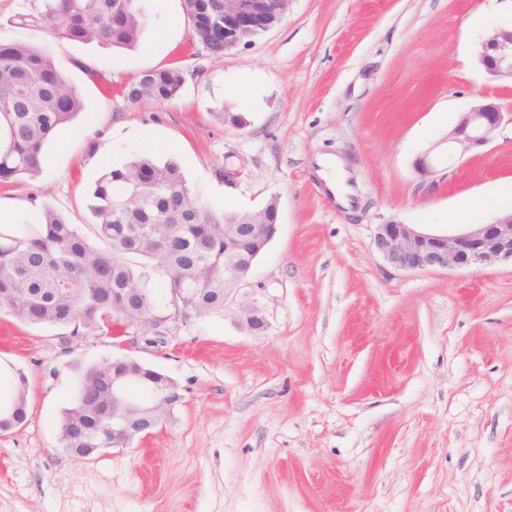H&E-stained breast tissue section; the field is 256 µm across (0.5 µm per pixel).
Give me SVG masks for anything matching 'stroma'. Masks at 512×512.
Returning <instances> with one entry per match:
<instances>
[{
	"label": "stroma",
	"instance_id": "obj_1",
	"mask_svg": "<svg viewBox=\"0 0 512 512\" xmlns=\"http://www.w3.org/2000/svg\"><path fill=\"white\" fill-rule=\"evenodd\" d=\"M138 5L141 39L120 49L19 27L41 0H0V42L47 48L85 105L39 175L0 184V224L47 205L90 234L96 180L149 155L215 213L277 200L278 231L223 312L179 317L155 344L72 349L0 314V386L27 380V417L0 434V512H512V264L397 272L373 246L390 221L452 232L512 210L511 125L447 179L415 169L476 100L512 105V82L475 60L512 0H291L220 59L191 42L181 0ZM163 67L183 72L174 100H125ZM228 155L246 163L231 187ZM323 157L353 179L352 207L327 195ZM250 306L263 332L240 325ZM121 355L183 399L149 436L73 458L60 426L78 373Z\"/></svg>",
	"mask_w": 512,
	"mask_h": 512
}]
</instances>
